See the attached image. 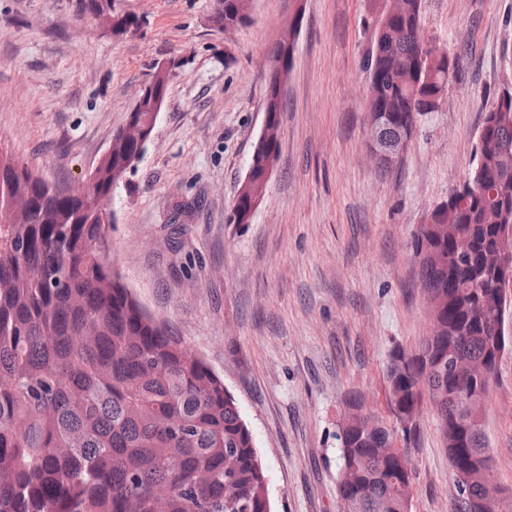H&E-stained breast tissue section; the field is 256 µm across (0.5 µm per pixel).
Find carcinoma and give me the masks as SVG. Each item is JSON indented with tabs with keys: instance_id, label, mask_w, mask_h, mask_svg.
I'll use <instances>...</instances> for the list:
<instances>
[{
	"instance_id": "cac0c4a2",
	"label": "carcinoma",
	"mask_w": 512,
	"mask_h": 512,
	"mask_svg": "<svg viewBox=\"0 0 512 512\" xmlns=\"http://www.w3.org/2000/svg\"><path fill=\"white\" fill-rule=\"evenodd\" d=\"M373 37L365 59L385 91L369 112L391 114L386 135L416 126L421 98L441 91L440 73L418 63L390 77L393 57L412 58L421 34V0H398L397 19L380 22L381 0H368ZM481 148L455 192L464 206L435 208L434 227L410 248L440 333L421 348L389 354V400L403 434L429 399L452 476L470 485L453 495V512H498L482 470L490 465L482 417L492 375L498 314L488 264L499 225L512 222V108ZM145 148L122 142L95 172L96 196H62L0 150V512H271L254 438L224 381L159 323L127 289L111 262L107 225L94 206L112 197L126 159ZM467 235L469 255L452 256ZM461 359L490 364L463 377ZM351 418L338 427L336 490L341 512H410L408 449L393 447L387 427L352 396Z\"/></svg>"
}]
</instances>
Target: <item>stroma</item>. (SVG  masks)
<instances>
[{"mask_svg":"<svg viewBox=\"0 0 512 512\" xmlns=\"http://www.w3.org/2000/svg\"><path fill=\"white\" fill-rule=\"evenodd\" d=\"M218 0H112L141 20L117 37L75 0H0V148L81 187L158 64L166 97L142 160L115 190L107 235L123 283L234 396L272 512H340L336 432L352 394L395 426L383 371L429 334L410 241L462 184L484 112L512 92V0H422L426 37L462 59L409 149L378 173L366 149L365 0H306L282 95L280 155L250 223L229 219L262 128L269 61L291 0H253L224 30ZM483 424L498 512H512V352ZM410 512H451L430 403L412 437Z\"/></svg>","mask_w":512,"mask_h":512,"instance_id":"1","label":"stroma"}]
</instances>
